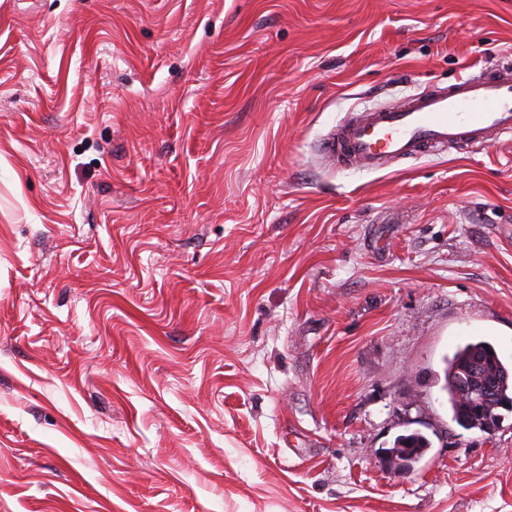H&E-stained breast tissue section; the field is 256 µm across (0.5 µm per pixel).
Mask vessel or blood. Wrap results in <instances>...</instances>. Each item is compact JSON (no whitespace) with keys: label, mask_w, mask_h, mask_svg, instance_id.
Segmentation results:
<instances>
[{"label":"vessel or blood","mask_w":512,"mask_h":512,"mask_svg":"<svg viewBox=\"0 0 512 512\" xmlns=\"http://www.w3.org/2000/svg\"><path fill=\"white\" fill-rule=\"evenodd\" d=\"M512 137V69L491 67L336 125L321 144L342 167L381 170L452 148Z\"/></svg>","instance_id":"obj_1"}]
</instances>
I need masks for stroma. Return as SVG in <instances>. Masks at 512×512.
Masks as SVG:
<instances>
[{"label": "stroma", "instance_id": "35a3bbf8", "mask_svg": "<svg viewBox=\"0 0 512 512\" xmlns=\"http://www.w3.org/2000/svg\"><path fill=\"white\" fill-rule=\"evenodd\" d=\"M490 64L512 0H0V512H512L441 390L512 364V140L320 151ZM410 442V445H407ZM431 448L430 439L419 431L398 434L390 448L381 449L382 459L396 468L410 471L419 464Z\"/></svg>", "mask_w": 512, "mask_h": 512}]
</instances>
